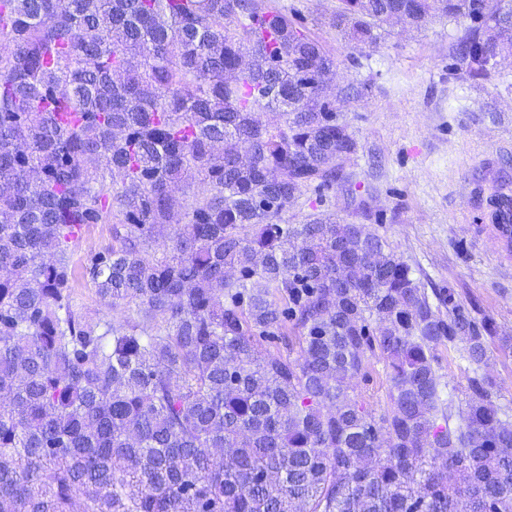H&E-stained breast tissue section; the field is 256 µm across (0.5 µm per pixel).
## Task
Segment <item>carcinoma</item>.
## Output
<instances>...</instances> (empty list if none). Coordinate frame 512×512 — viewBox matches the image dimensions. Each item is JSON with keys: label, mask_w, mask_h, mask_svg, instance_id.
Wrapping results in <instances>:
<instances>
[{"label": "carcinoma", "mask_w": 512, "mask_h": 512, "mask_svg": "<svg viewBox=\"0 0 512 512\" xmlns=\"http://www.w3.org/2000/svg\"><path fill=\"white\" fill-rule=\"evenodd\" d=\"M397 16L465 20L472 79L512 55V0H341L336 27L373 48ZM334 67L258 0H0V512H512L495 324L443 313L364 224L281 223L358 149ZM107 223L82 276L122 320L94 322L70 258ZM377 351L378 418L349 393ZM465 343L456 340L454 347H440L436 351L437 363H435L438 374L441 376L440 382L444 388V394L451 392L452 405L454 411L458 407L464 406L467 399V379L472 375L471 368L468 366L460 355L459 349Z\"/></svg>", "instance_id": "carcinoma-1"}]
</instances>
